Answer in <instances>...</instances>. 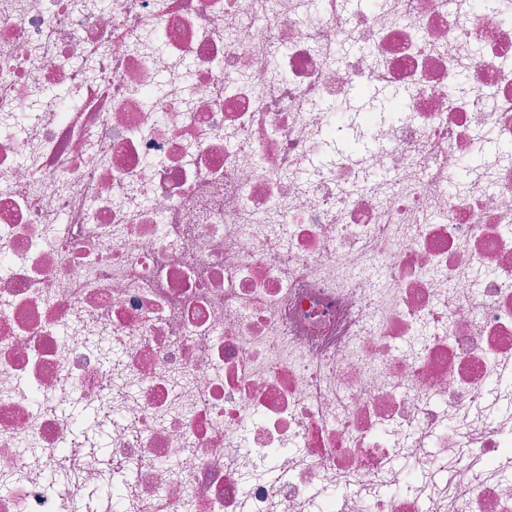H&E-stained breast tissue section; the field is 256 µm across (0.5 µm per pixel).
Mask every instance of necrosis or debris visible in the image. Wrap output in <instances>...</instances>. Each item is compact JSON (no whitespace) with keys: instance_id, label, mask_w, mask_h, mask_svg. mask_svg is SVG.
Masks as SVG:
<instances>
[{"instance_id":"necrosis-or-debris-1","label":"necrosis or debris","mask_w":512,"mask_h":512,"mask_svg":"<svg viewBox=\"0 0 512 512\" xmlns=\"http://www.w3.org/2000/svg\"><path fill=\"white\" fill-rule=\"evenodd\" d=\"M107 481L512 512V0H0V512Z\"/></svg>"}]
</instances>
